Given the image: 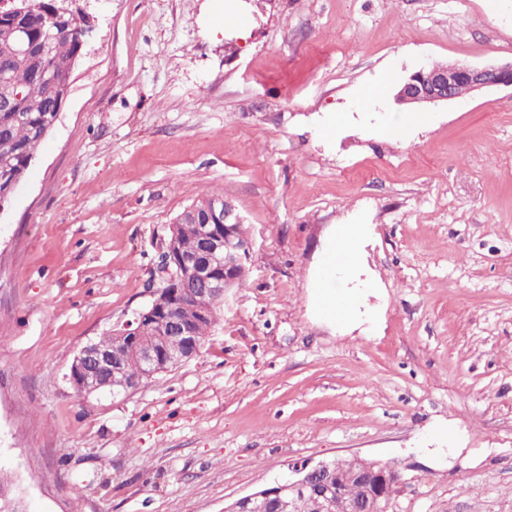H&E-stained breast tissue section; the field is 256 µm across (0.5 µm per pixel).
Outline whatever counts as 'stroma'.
Listing matches in <instances>:
<instances>
[{"label": "stroma", "instance_id": "1", "mask_svg": "<svg viewBox=\"0 0 512 512\" xmlns=\"http://www.w3.org/2000/svg\"><path fill=\"white\" fill-rule=\"evenodd\" d=\"M87 0L94 30L0 210V470L29 512H224L305 460L396 463L392 512H512V90L427 110L432 63L512 62V0ZM346 126L328 139L327 115ZM209 189L254 253L197 354L77 393L83 346L151 299L160 247ZM362 258L316 301L337 229ZM341 238H337V241H343L347 245V256L343 247H336V250L332 249L326 254L323 259V275L317 282L318 288V300L322 306L323 311L335 317L336 321L341 323L349 322L357 312V305L354 297L348 291H342L335 287L336 275L338 273H348L353 271L360 259V240L358 234L353 226H346L340 233ZM332 253L330 254V252ZM330 254V255H329ZM328 259V271L332 273L327 274L325 272V265ZM347 257V260H346Z\"/></svg>", "mask_w": 512, "mask_h": 512}]
</instances>
